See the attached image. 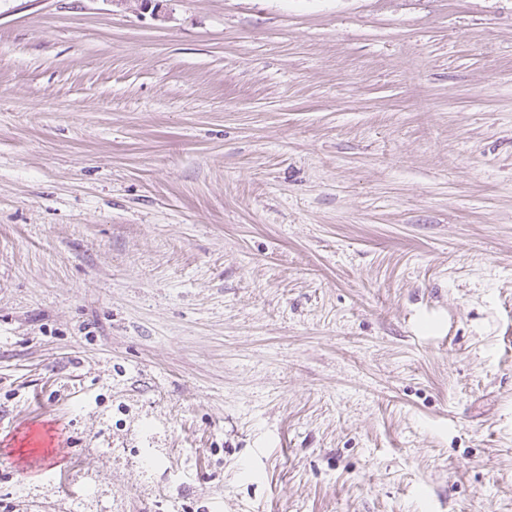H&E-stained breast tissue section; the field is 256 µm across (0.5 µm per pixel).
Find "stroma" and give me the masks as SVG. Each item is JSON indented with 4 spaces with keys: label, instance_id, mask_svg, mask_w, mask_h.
Returning <instances> with one entry per match:
<instances>
[{
    "label": "stroma",
    "instance_id": "1",
    "mask_svg": "<svg viewBox=\"0 0 512 512\" xmlns=\"http://www.w3.org/2000/svg\"><path fill=\"white\" fill-rule=\"evenodd\" d=\"M161 4L0 0V512H512V0Z\"/></svg>",
    "mask_w": 512,
    "mask_h": 512
}]
</instances>
